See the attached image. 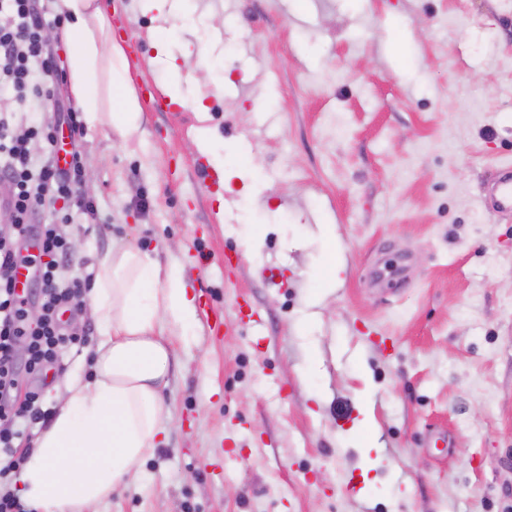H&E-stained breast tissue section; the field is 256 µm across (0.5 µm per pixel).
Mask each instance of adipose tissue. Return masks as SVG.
Masks as SVG:
<instances>
[{"label": "adipose tissue", "instance_id": "1", "mask_svg": "<svg viewBox=\"0 0 512 512\" xmlns=\"http://www.w3.org/2000/svg\"><path fill=\"white\" fill-rule=\"evenodd\" d=\"M60 6L70 17L62 37L72 48L71 83L81 111L90 122L127 134L140 112L110 18L99 0H60ZM104 68L119 84V108L100 106ZM87 306L104 334L94 383L67 385L23 464L18 487L32 512H85L138 473L160 432L174 329L195 316L181 271L133 245L99 259Z\"/></svg>", "mask_w": 512, "mask_h": 512}]
</instances>
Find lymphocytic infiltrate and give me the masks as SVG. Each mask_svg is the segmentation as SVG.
Returning <instances> with one entry per match:
<instances>
[{"instance_id": "1", "label": "lymphocytic infiltrate", "mask_w": 512, "mask_h": 512, "mask_svg": "<svg viewBox=\"0 0 512 512\" xmlns=\"http://www.w3.org/2000/svg\"><path fill=\"white\" fill-rule=\"evenodd\" d=\"M9 10L0 23V95L12 96L16 115L0 114V182L8 194L0 198V212L11 221L12 233L0 240V512H29L9 488L18 462L12 456L17 439L45 421L47 413L36 391H22L20 373L47 381L63 353L79 337L68 331L63 317L88 291L90 279L69 276L65 262L70 251L74 202L86 214L93 205L80 200L78 187L84 165L79 150H72L67 165H60L57 143L61 126H68L71 141L83 127L76 119L61 123L57 114L37 112L33 99L48 97L44 83L34 81V65L54 74L57 65L43 37V16L38 0H6ZM50 211L52 219L36 223ZM31 269L30 286L15 288L17 268ZM39 300L40 314L31 318L28 306ZM24 345L26 358L18 360L16 345Z\"/></svg>"}]
</instances>
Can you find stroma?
Returning <instances> with one entry per match:
<instances>
[{
  "instance_id": "stroma-1",
  "label": "stroma",
  "mask_w": 512,
  "mask_h": 512,
  "mask_svg": "<svg viewBox=\"0 0 512 512\" xmlns=\"http://www.w3.org/2000/svg\"><path fill=\"white\" fill-rule=\"evenodd\" d=\"M108 6L141 118L84 126L99 220L72 210L71 272L137 246L181 270L196 317L159 447L95 512H512V215L481 202L512 161V0ZM58 11L46 112L73 96ZM161 33L179 58L208 48L183 105L153 104ZM202 160L242 177L210 185ZM72 321L90 343L49 409L94 379L102 330Z\"/></svg>"
}]
</instances>
